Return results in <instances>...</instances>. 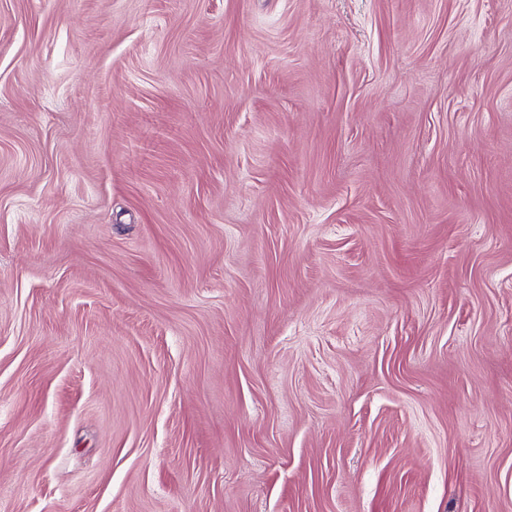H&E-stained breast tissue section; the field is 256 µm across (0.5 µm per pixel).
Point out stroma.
Instances as JSON below:
<instances>
[{
	"label": "stroma",
	"instance_id": "35a3bbf8",
	"mask_svg": "<svg viewBox=\"0 0 512 512\" xmlns=\"http://www.w3.org/2000/svg\"><path fill=\"white\" fill-rule=\"evenodd\" d=\"M0 512H512V0H0Z\"/></svg>",
	"mask_w": 512,
	"mask_h": 512
}]
</instances>
